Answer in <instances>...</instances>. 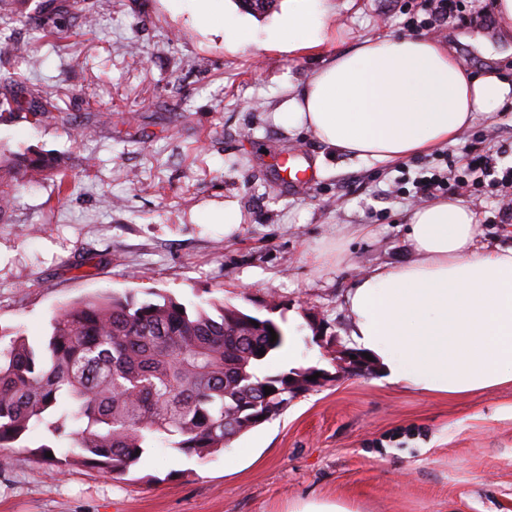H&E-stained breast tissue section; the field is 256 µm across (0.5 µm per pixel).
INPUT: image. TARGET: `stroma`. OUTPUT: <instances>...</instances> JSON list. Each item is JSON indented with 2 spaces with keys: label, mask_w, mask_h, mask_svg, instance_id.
I'll return each mask as SVG.
<instances>
[{
  "label": "stroma",
  "mask_w": 512,
  "mask_h": 512,
  "mask_svg": "<svg viewBox=\"0 0 512 512\" xmlns=\"http://www.w3.org/2000/svg\"><path fill=\"white\" fill-rule=\"evenodd\" d=\"M424 0H337L328 39L288 56L272 45L236 48L174 0H10L0 20V98L40 89L56 111L0 115V148L63 159L71 183L21 186L0 222V336L44 343L63 305L104 293L161 292L183 303L221 299L295 335V367L330 382L201 460L164 444L122 476L11 452L0 469V512H289L308 499L357 512H512V383L439 397L351 375L345 296L365 271L407 260L406 216L415 178L462 172L469 152L512 166V109L478 115L441 149L384 164L333 151L274 114L289 85L323 55L376 34L406 32ZM97 17L87 29L83 10ZM458 21L428 30L474 73L512 82V56L493 58L475 38L506 45L493 0H465ZM61 15L65 38L38 18ZM27 43L28 66L10 54ZM22 71L26 84L9 83ZM321 164L295 185L288 154ZM476 214L481 243L512 247L508 190L450 181ZM237 202L240 226L214 221Z\"/></svg>",
  "instance_id": "stroma-1"
}]
</instances>
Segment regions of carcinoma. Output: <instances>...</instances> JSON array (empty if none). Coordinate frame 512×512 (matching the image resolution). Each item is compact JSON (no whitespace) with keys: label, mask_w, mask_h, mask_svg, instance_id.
I'll return each mask as SVG.
<instances>
[{"label":"carcinoma","mask_w":512,"mask_h":512,"mask_svg":"<svg viewBox=\"0 0 512 512\" xmlns=\"http://www.w3.org/2000/svg\"><path fill=\"white\" fill-rule=\"evenodd\" d=\"M40 24L46 35L63 37L55 14ZM55 109L36 89L0 100V112L40 117ZM60 165L0 154V221L20 185ZM284 344L273 320L219 299L189 307L161 293L153 300L106 293L70 302L52 318L45 344L34 346L18 334L0 349V462L9 464L5 449L29 441L37 426L44 429L39 447L66 445L62 462L119 476L158 442L203 459L227 447L226 436L281 414L294 398L287 378L318 372L259 373ZM266 387L273 393L265 394ZM251 417V427L239 426Z\"/></svg>","instance_id":"carcinoma-1"}]
</instances>
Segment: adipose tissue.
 Here are the masks:
<instances>
[{
	"label": "adipose tissue",
	"mask_w": 512,
	"mask_h": 512,
	"mask_svg": "<svg viewBox=\"0 0 512 512\" xmlns=\"http://www.w3.org/2000/svg\"><path fill=\"white\" fill-rule=\"evenodd\" d=\"M187 6L240 47L263 37L293 54L328 37V0H288L262 37L220 0ZM510 106L511 84L492 72L473 76L447 45L384 34L337 48L294 88L276 120L338 152L388 163L459 142L477 114ZM407 239L408 260L373 268L347 294L358 351L388 382L425 394L511 383L512 248L480 244L474 211L456 200L414 206Z\"/></svg>",
	"instance_id": "adipose-tissue-1"
}]
</instances>
